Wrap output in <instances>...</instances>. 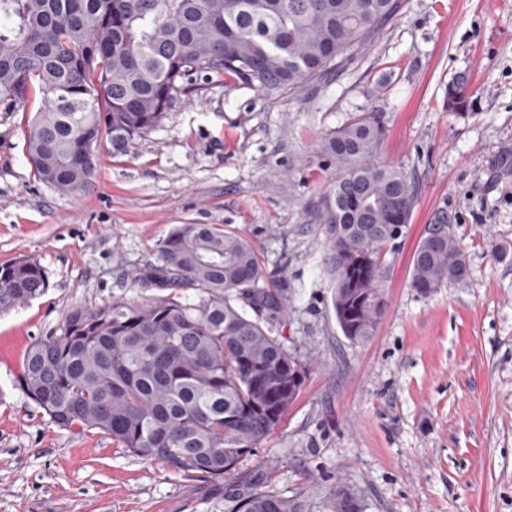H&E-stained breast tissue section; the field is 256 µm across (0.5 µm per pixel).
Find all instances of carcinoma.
<instances>
[{
    "label": "carcinoma",
    "instance_id": "cac0c4a2",
    "mask_svg": "<svg viewBox=\"0 0 512 512\" xmlns=\"http://www.w3.org/2000/svg\"><path fill=\"white\" fill-rule=\"evenodd\" d=\"M399 0H0V112L39 99L25 130L34 175L78 195L105 150L125 152L151 132L190 80H233L272 96L325 80L365 49ZM448 110L468 89L448 84ZM380 114H352L323 140L336 179L315 190L311 210L328 241L332 306L353 343L374 335L386 301L385 254L409 223L415 185L376 159ZM410 287L427 296L468 277L442 211L413 252ZM147 303L72 309L60 332L33 344L20 385L57 426L97 430L133 455L185 476L213 480L280 423L305 366L269 334L288 309V276L264 269L240 234L179 224L154 262L128 273ZM47 279L27 258L0 265V309L43 295ZM196 294L189 301L187 292ZM233 512H305L297 496L263 487ZM333 512H358L336 491Z\"/></svg>",
    "mask_w": 512,
    "mask_h": 512
}]
</instances>
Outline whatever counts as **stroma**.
Here are the masks:
<instances>
[{
	"label": "stroma",
	"mask_w": 512,
	"mask_h": 512,
	"mask_svg": "<svg viewBox=\"0 0 512 512\" xmlns=\"http://www.w3.org/2000/svg\"><path fill=\"white\" fill-rule=\"evenodd\" d=\"M457 79L463 115L447 106ZM355 112L380 113V160L417 186L385 256L386 310L360 343L336 323L308 207L335 178L322 140ZM32 117L0 112V265L28 256L48 280L0 310V512H231L255 471L305 512H332L339 487L362 512H512V0H401L341 72L300 92L197 80L76 197L34 177ZM440 210L469 274L422 296L412 254ZM178 224L228 225L267 270L287 266L291 303L273 333L316 358L280 424L220 481L60 428L19 384L24 352L72 308L151 300L126 274L155 261Z\"/></svg>",
	"instance_id": "1"
}]
</instances>
